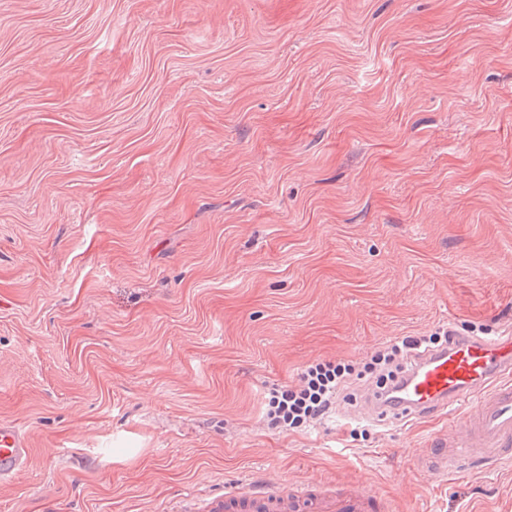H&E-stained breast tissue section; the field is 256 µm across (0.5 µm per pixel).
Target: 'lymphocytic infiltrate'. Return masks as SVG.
<instances>
[{"mask_svg":"<svg viewBox=\"0 0 512 512\" xmlns=\"http://www.w3.org/2000/svg\"><path fill=\"white\" fill-rule=\"evenodd\" d=\"M443 340L424 336L418 340L390 341L377 347L362 361L324 359L306 365L297 385L273 386L266 396L264 414L269 425L283 430L308 427L335 404L342 389L353 380L369 382L375 389H388L410 350L436 349Z\"/></svg>","mask_w":512,"mask_h":512,"instance_id":"obj_1","label":"lymphocytic infiltrate"}]
</instances>
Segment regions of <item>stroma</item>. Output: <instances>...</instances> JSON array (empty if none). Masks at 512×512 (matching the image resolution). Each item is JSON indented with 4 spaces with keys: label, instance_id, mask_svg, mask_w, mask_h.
<instances>
[{
    "label": "stroma",
    "instance_id": "stroma-1",
    "mask_svg": "<svg viewBox=\"0 0 512 512\" xmlns=\"http://www.w3.org/2000/svg\"><path fill=\"white\" fill-rule=\"evenodd\" d=\"M450 327L512 333V0H0V512H512V464L413 465L463 407L262 417ZM446 341L447 336L433 335L415 341H389L360 362L324 359L310 363L301 370L297 385H273L268 389L265 418L269 425L282 430L306 428L330 410L350 381L365 380L370 384L368 389L387 390L410 350L419 347L436 349ZM30 454L26 434L17 426L0 424V483L11 481L26 465ZM210 512H392L386 498L372 487L345 493L331 492L318 483L281 488H237L225 490L213 501Z\"/></svg>",
    "mask_w": 512,
    "mask_h": 512
}]
</instances>
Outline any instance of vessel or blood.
I'll return each mask as SVG.
<instances>
[{"instance_id": "obj_1", "label": "vessel or blood", "mask_w": 512, "mask_h": 512, "mask_svg": "<svg viewBox=\"0 0 512 512\" xmlns=\"http://www.w3.org/2000/svg\"><path fill=\"white\" fill-rule=\"evenodd\" d=\"M394 398L367 394L359 412L379 422L449 411L465 403L464 434L415 455L418 469L445 475L512 460V336L454 337L448 349L418 355L396 378ZM30 454L26 434L0 424V483L11 481ZM209 512H392L372 487L334 493L318 483L225 491Z\"/></svg>"}]
</instances>
